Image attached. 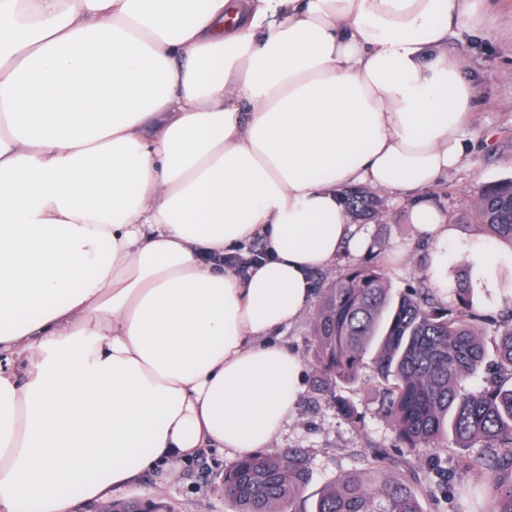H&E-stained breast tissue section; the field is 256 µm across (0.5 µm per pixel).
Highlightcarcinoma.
<instances>
[{"mask_svg":"<svg viewBox=\"0 0 512 512\" xmlns=\"http://www.w3.org/2000/svg\"><path fill=\"white\" fill-rule=\"evenodd\" d=\"M345 196L354 212L378 209V200L362 189ZM474 213L494 240L512 248V179L481 187ZM451 291L452 307L424 278L395 299L380 267L348 265L314 310L309 351L329 393L355 382L372 353L398 447L426 458L436 473L425 495L448 498V476L430 452L450 446L458 467L486 488L489 512H512V313L496 323L474 316L466 267ZM489 324L497 329L496 371L463 391L462 384L483 368L482 336ZM333 405L337 415L361 427L351 402L336 396ZM407 468L405 459L378 454L324 487L312 512H422ZM307 484L302 452L254 451L225 471L224 497L234 512H305Z\"/></svg>","mask_w":512,"mask_h":512,"instance_id":"carcinoma-1","label":"carcinoma"}]
</instances>
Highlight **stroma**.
<instances>
[{"instance_id":"1","label":"stroma","mask_w":512,"mask_h":512,"mask_svg":"<svg viewBox=\"0 0 512 512\" xmlns=\"http://www.w3.org/2000/svg\"><path fill=\"white\" fill-rule=\"evenodd\" d=\"M466 24V30L448 36L449 57L464 62L466 76L478 88L463 131L465 152L460 164L424 194L451 224L452 237L439 246L408 223L407 211L416 201L412 195L395 198L379 193L378 214L358 217L357 222L367 237L368 256L383 268L394 293L404 292L428 275L451 282L469 263L473 266L474 308L495 315L512 299V248L488 237L474 216L473 202L480 187L512 178V0H481ZM312 321V310H305L277 333L280 342L299 355L303 373L276 447L305 452L309 468L305 496L309 499L360 466L362 457L375 449L392 455L397 452L371 367H363L357 383L339 389L357 407L363 429L337 417L308 352ZM231 464L223 452L212 448L185 465L178 478L164 480L148 473L119 496L159 499L173 512H233L223 489L224 471Z\"/></svg>"}]
</instances>
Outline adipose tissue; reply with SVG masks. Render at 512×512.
I'll use <instances>...</instances> for the list:
<instances>
[{"label": "adipose tissue", "mask_w": 512, "mask_h": 512, "mask_svg": "<svg viewBox=\"0 0 512 512\" xmlns=\"http://www.w3.org/2000/svg\"><path fill=\"white\" fill-rule=\"evenodd\" d=\"M473 8L0 0V512L273 445L302 368L274 333L365 244L344 189L428 190L464 152ZM261 249H263V235L261 234L260 236L258 231L252 241L245 245L244 248L240 249L237 253L249 256L250 254L255 253V251L259 252ZM263 257H265L264 253L252 254V256L248 258H244L242 256H229L224 257V263L236 266L243 270L250 267L252 264L259 262L260 259H263Z\"/></svg>", "instance_id": "adipose-tissue-1"}]
</instances>
